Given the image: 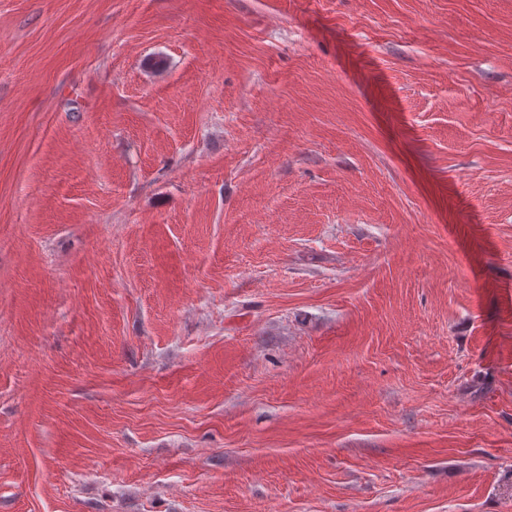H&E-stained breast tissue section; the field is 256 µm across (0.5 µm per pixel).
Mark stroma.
I'll list each match as a JSON object with an SVG mask.
<instances>
[{
    "mask_svg": "<svg viewBox=\"0 0 512 512\" xmlns=\"http://www.w3.org/2000/svg\"><path fill=\"white\" fill-rule=\"evenodd\" d=\"M0 512H512V0H0Z\"/></svg>",
    "mask_w": 512,
    "mask_h": 512,
    "instance_id": "stroma-1",
    "label": "stroma"
}]
</instances>
